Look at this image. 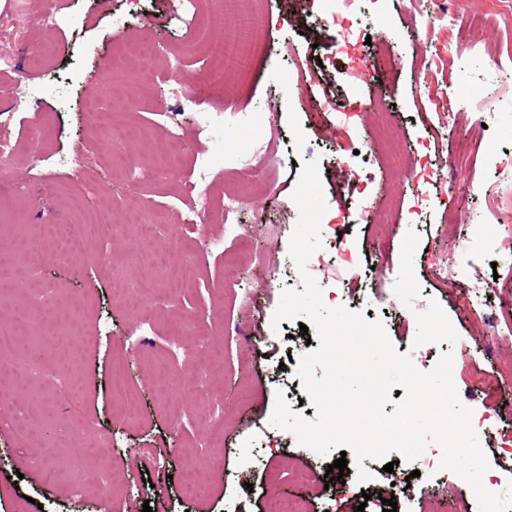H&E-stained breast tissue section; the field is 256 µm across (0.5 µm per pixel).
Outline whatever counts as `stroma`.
Segmentation results:
<instances>
[{"label":"stroma","instance_id":"35a3bbf8","mask_svg":"<svg viewBox=\"0 0 512 512\" xmlns=\"http://www.w3.org/2000/svg\"><path fill=\"white\" fill-rule=\"evenodd\" d=\"M242 9L267 35L266 50L250 77L216 87L203 43L224 30L211 8L190 25L180 18L183 0H0V110L16 117L15 147L0 159V259H13L26 244L51 251L60 224L82 223L104 207L117 224L137 211L159 225L174 223L186 205L199 209L179 241L162 236L148 245L132 232L95 236L67 258L46 260L42 276L56 290L40 328L47 377L33 384L0 377L33 432L24 441L0 428V512H108L112 504L132 512L146 504L152 512H265L274 493L305 498L309 512H382L390 497L397 512H478L461 477L448 470L416 475V463L395 451L393 472L410 480L401 491H392L382 461L369 458L362 463L369 481L358 482L352 462L344 481H326L339 451L319 455L271 422L280 394L292 411L316 417L297 366L320 342L307 340L298 321L271 324L283 288L300 285L289 255L300 216L292 192L302 165L313 160L325 217L341 225V241L367 272L356 285L366 298L361 312L380 320L397 352L412 359L434 363L449 351L454 362H478L488 384L477 401L469 399V382L454 384L461 401L490 422L478 436L489 462L484 483L501 493L512 483V453L496 434L512 425V379L498 376L501 365L512 364V332L490 336L488 308L455 286L468 268L459 242L478 248L484 276L512 264V253L481 251L486 238L512 234V208L499 201L500 186L512 184V59L490 64L512 47V0H390L381 15L354 9L336 19L329 0H244ZM344 32L356 37V52L385 47L395 55L389 82L373 78L355 90L340 80L345 59L334 49ZM133 39L153 45L161 98L136 100V73L123 89L109 86L113 53ZM188 94L195 103L186 107L181 99ZM376 97L409 166L358 154L351 166L360 182L351 188L334 159L345 147L377 139L381 117L354 109ZM89 100L111 113V127L88 119ZM230 101L254 114L260 139L230 123L212 137L199 134V113L225 111ZM171 111L182 138L179 160L166 178L131 187V173L112 158L116 131H135L118 149L152 164L166 132L154 117ZM466 112L479 114L480 125L463 120ZM477 139L486 153L475 169L454 166L453 149ZM201 154L211 159L214 181L237 194L235 235L225 234L218 218L223 197L191 184ZM451 212L458 217L454 231L440 235L436 228ZM153 250L171 253L191 287H171L156 270L155 293L123 303L115 284L148 270ZM439 261L448 265L445 286L431 279ZM434 302L458 340L415 346L410 315ZM205 332L211 351L202 354L196 344ZM118 363L127 377L121 394L109 383ZM170 369L198 385L164 388ZM68 383L76 394L65 399L60 391ZM213 392L224 411L219 441L200 421ZM84 421L114 441L112 484L75 499L70 428ZM171 448L176 460L168 464ZM36 455L50 460L55 482L33 466ZM271 469L278 484L266 480ZM190 477L200 492L188 490Z\"/></svg>","mask_w":512,"mask_h":512}]
</instances>
